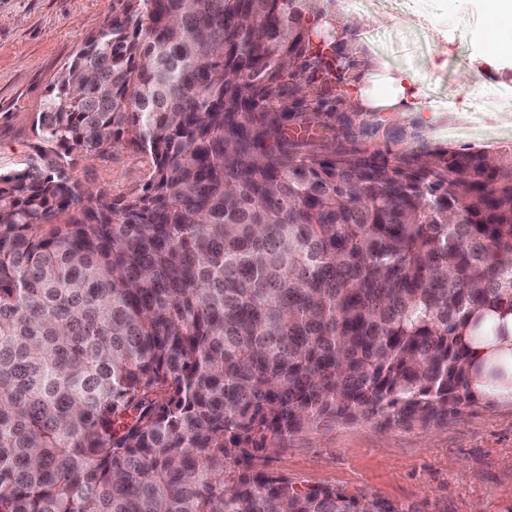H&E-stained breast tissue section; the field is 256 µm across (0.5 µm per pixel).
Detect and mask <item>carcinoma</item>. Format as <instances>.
Masks as SVG:
<instances>
[{
	"mask_svg": "<svg viewBox=\"0 0 512 512\" xmlns=\"http://www.w3.org/2000/svg\"><path fill=\"white\" fill-rule=\"evenodd\" d=\"M336 0H113L0 172V512H404L253 470L288 438L484 401L512 154L378 131ZM314 129L335 131L317 144ZM129 145L143 193L72 177Z\"/></svg>",
	"mask_w": 512,
	"mask_h": 512,
	"instance_id": "cac0c4a2",
	"label": "carcinoma"
}]
</instances>
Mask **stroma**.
Returning <instances> with one entry per match:
<instances>
[{"label":"stroma","mask_w":512,"mask_h":512,"mask_svg":"<svg viewBox=\"0 0 512 512\" xmlns=\"http://www.w3.org/2000/svg\"><path fill=\"white\" fill-rule=\"evenodd\" d=\"M113 0H0V171L23 169L48 88L86 37L112 16ZM358 21L376 64L360 90L400 73L414 93L397 112H373L384 134L368 147H428L512 154V48L492 50L477 0H338ZM149 156L124 147L79 162L73 175L112 196L141 192ZM263 468L304 485L373 494L403 512H512V403H484L428 430L370 423L291 438Z\"/></svg>","instance_id":"35a3bbf8"}]
</instances>
